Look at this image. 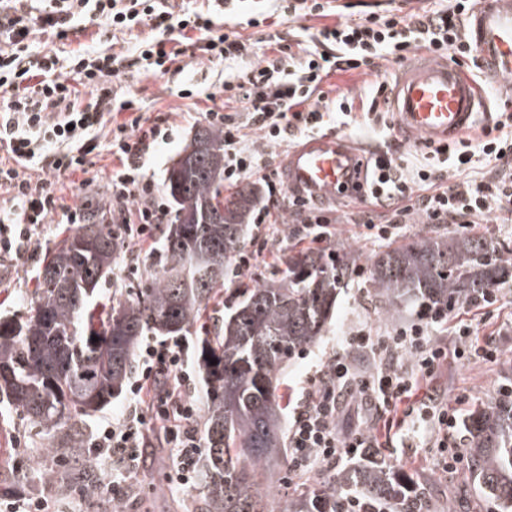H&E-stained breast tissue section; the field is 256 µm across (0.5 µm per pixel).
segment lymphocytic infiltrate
Here are the masks:
<instances>
[{"mask_svg":"<svg viewBox=\"0 0 512 512\" xmlns=\"http://www.w3.org/2000/svg\"><path fill=\"white\" fill-rule=\"evenodd\" d=\"M40 2L35 10L29 0H0V188L8 190L15 202L12 212L0 215V254L28 247L34 226L83 223L84 213L65 204L61 192L65 183L89 174L91 157L100 148L98 133L104 128L114 159L109 177L112 219L127 240L146 243L167 223L169 209L158 184L145 177L143 169L148 154L169 130L165 118L150 120L136 112L133 100L117 101L114 80L133 67L164 75L186 58L226 62L242 56L247 47L224 21V0H211L204 13L174 10L168 0ZM474 6L475 0H437L428 11L370 13L340 21L318 30L312 49L294 69L262 57L250 72L238 76L233 96L247 104L249 121L214 108L205 117L224 133L225 183L253 178L263 189L264 203L255 210L254 223H271V207L283 191L273 147L351 115L352 103L346 96L332 98L324 91L326 79L382 62L401 63L420 50L436 58L473 59L466 29ZM83 21L113 34L148 26L155 36L140 43L132 59L113 53L32 55L35 30L61 32ZM116 111L124 113L123 121L112 122ZM477 152L485 170L472 175L468 169ZM428 157V163L411 172L395 141L371 153L362 198L367 209L361 221L376 236L392 237L409 224H445L459 231L479 224L512 223L511 112L498 111L478 137L467 135L454 145L432 147ZM36 160L44 176L34 181L22 169ZM374 206L387 208L386 223H375L370 212ZM292 207L300 220L292 234L317 243L330 237L331 219L325 210L298 197ZM473 335L472 325H460L451 348L433 340L420 325L380 342L361 332L348 337L351 347L377 349L386 360L370 377L354 378L337 356L310 378L288 434L290 470L304 471L316 461L332 467L342 458L380 447L376 432L339 435L336 411L347 392L382 404L390 418L398 415L400 404L418 399L422 413L437 416L440 464L451 467L458 457V413L440 405L434 395L420 399L416 392L420 382L431 379L448 358L468 359L477 348ZM184 349L180 340H150L143 345L142 374L130 384L126 414L101 424L92 443L114 468H133L150 427L159 425L177 450V484L194 483L202 445L194 424L192 378ZM401 350L415 359L414 377L402 376L391 363L392 355Z\"/></svg>","mask_w":512,"mask_h":512,"instance_id":"obj_1","label":"lymphocytic infiltrate"}]
</instances>
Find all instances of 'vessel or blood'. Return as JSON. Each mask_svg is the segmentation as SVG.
Instances as JSON below:
<instances>
[{
    "label": "vessel or blood",
    "instance_id": "1",
    "mask_svg": "<svg viewBox=\"0 0 512 512\" xmlns=\"http://www.w3.org/2000/svg\"><path fill=\"white\" fill-rule=\"evenodd\" d=\"M468 34L500 96L512 99V0H480ZM487 109L475 83L456 65L427 56L398 73L389 103L395 129L426 142L468 130ZM282 177L289 191L325 204L362 194L365 161L350 139L318 136L287 154Z\"/></svg>",
    "mask_w": 512,
    "mask_h": 512
}]
</instances>
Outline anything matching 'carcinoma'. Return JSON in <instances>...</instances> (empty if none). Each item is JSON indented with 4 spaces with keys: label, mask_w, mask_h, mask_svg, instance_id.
<instances>
[{
    "label": "carcinoma",
    "mask_w": 512,
    "mask_h": 512,
    "mask_svg": "<svg viewBox=\"0 0 512 512\" xmlns=\"http://www.w3.org/2000/svg\"><path fill=\"white\" fill-rule=\"evenodd\" d=\"M162 188L174 221L162 234L148 287L96 311L118 242L93 211L44 254L38 297L26 315L0 317V401L59 436L56 450L67 456L86 454L76 425L121 395L142 337L193 332L224 289V270L241 252L260 200L256 187L224 194V133L209 124L179 153ZM90 234L96 245L82 247ZM356 263L346 247L285 251L270 279L233 289L223 327L198 338L204 451L197 512H346L353 501L369 512H428L429 492L373 456L291 502L276 504L261 491L266 467L286 450L279 374L325 335ZM509 280L512 249L473 233L420 235L377 253L369 267L387 313L409 305L447 313ZM464 430L471 479L497 512H512V394L474 408Z\"/></svg>",
    "instance_id": "carcinoma-1"
}]
</instances>
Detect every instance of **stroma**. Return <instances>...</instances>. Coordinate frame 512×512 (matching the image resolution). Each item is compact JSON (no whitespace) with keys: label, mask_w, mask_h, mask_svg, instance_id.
<instances>
[{"label":"stroma","mask_w":512,"mask_h":512,"mask_svg":"<svg viewBox=\"0 0 512 512\" xmlns=\"http://www.w3.org/2000/svg\"><path fill=\"white\" fill-rule=\"evenodd\" d=\"M433 0H331L333 10L325 17L306 16L288 20L279 5L281 0H253L252 12L230 20L237 34L251 46L249 56L233 63L209 64L192 62L184 71H170L152 77L137 69H129L120 81L114 82L113 91L120 97H133L136 107L148 118L165 117L175 126L174 135L157 145L145 164V173L154 180H163L167 168L178 153L189 143L195 130L205 122L209 108L208 96L219 91L226 75L238 74L249 68L260 56H274V39L296 43L310 42L317 29L334 25L347 12L366 14L402 9L410 13L430 6ZM150 27L141 26L130 34L106 39L97 26L83 24L68 29L63 35L34 32V51L56 52L65 56L75 51L111 52L132 55L136 46L153 37ZM112 157L102 152L95 159L97 178L91 185L66 188L70 204L82 211L105 208L109 202L107 176L112 169ZM332 218L337 221L331 245H343L357 251L359 269L354 272L348 288L342 289L337 300L336 316L322 341L313 350L290 363L284 383L279 390V404L284 416H291L295 403L302 398L307 380L323 368L335 355H342L355 373L366 375L375 370L377 357L367 351L348 347L347 336L363 330L376 339H385L412 324L419 318L413 308L404 307L392 315H385L367 282V267L376 253L387 250L411 237L427 233H443V224H411L388 240L368 237L359 223L362 206L350 199L329 204ZM70 230L66 224H43L33 230V247L0 256V313L24 316L37 286L36 275L41 259L48 247L63 238ZM268 225H255L246 241V250L255 258L250 270L242 276H227L224 285L236 288L269 278L276 262V254L259 252L264 238L269 237ZM155 252L154 243L139 249L122 244L113 264L112 272L103 285L99 300L111 302L117 288H144L148 285L150 264ZM468 320L478 327L479 338H492L500 348V355L490 361L474 357L470 362L445 363L435 377L440 399L457 403L461 415H468L475 407L501 387L512 384V300L499 302L478 310H470ZM435 417L413 419L402 437L393 447L377 449L378 458L401 468L424 483L431 495V512H448V501L455 495L463 500L457 512H493L492 504L485 502L468 471L466 442L458 444V461L449 470L437 466L439 450L436 443ZM49 436L40 434L22 414L0 403V494L23 492L46 497L52 512H194L195 488L177 485L172 470L175 451L167 439H160L147 464H139L124 476L129 492L116 496L90 499L84 486L64 482L48 485L42 474L47 469L67 472L81 468L76 459L59 454H46ZM327 466L316 464L306 472L293 473L287 465L272 466L263 479V487L276 501L294 496L300 485L312 484L329 475Z\"/></svg>","instance_id":"35a3bbf8"}]
</instances>
